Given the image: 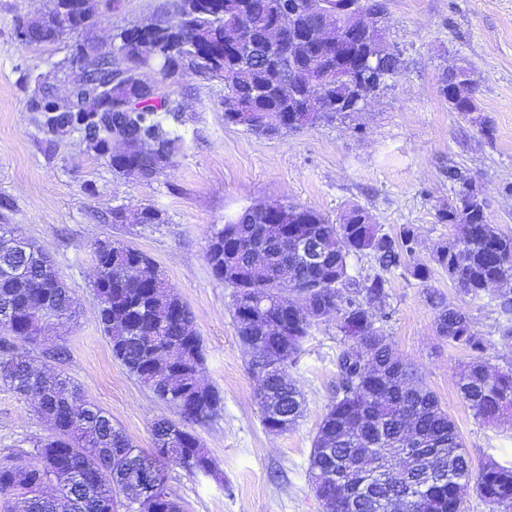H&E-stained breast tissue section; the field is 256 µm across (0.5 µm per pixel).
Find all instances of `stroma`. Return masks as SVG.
Wrapping results in <instances>:
<instances>
[{"label": "stroma", "instance_id": "1", "mask_svg": "<svg viewBox=\"0 0 512 512\" xmlns=\"http://www.w3.org/2000/svg\"><path fill=\"white\" fill-rule=\"evenodd\" d=\"M177 0H90L98 24L86 40L106 48L124 26L175 18ZM386 36L401 68L382 94L345 118L275 137H259L224 120V83L184 72L171 85L180 111L163 115L174 140L168 165L149 178L120 174L109 157L90 149L81 132L55 135L33 106L39 84L59 97L70 87L60 68L75 38L26 44L16 35L52 0H0V224L42 246L77 302L75 317L49 326L64 344L63 372L88 399L110 412L139 448L152 445L159 418L176 409L155 398L112 357L97 319L92 288L93 246L117 240L145 252L172 291L191 309L206 348L203 381L216 388L218 416L190 430L216 459L220 479L168 471L182 512H323L308 475L318 426L332 399L336 355L344 346L335 317H327L287 372L301 388L305 412L287 432L265 430L253 399L249 355L236 336L231 291L217 280L206 254L214 233L243 209L298 204L329 220L366 208L385 232L413 227L420 245L414 263L429 262L452 238L438 212L455 197L449 168L459 169L486 200L490 223L512 232V0H385ZM471 66L480 114L494 127L451 112L440 94L442 72ZM151 208L159 223L135 216ZM411 265L385 272L389 317L382 324L398 358L412 364L455 423L474 466L512 460V419L488 425L458 393L470 353L436 334L430 294L466 310L488 341L486 357L504 365L512 348L503 322L486 300L458 293L447 274L427 283ZM46 423L31 401L0 384V456L25 455Z\"/></svg>", "mask_w": 512, "mask_h": 512}]
</instances>
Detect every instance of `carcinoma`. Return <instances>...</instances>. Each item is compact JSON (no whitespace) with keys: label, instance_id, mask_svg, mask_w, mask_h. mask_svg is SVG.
<instances>
[{"label":"carcinoma","instance_id":"cac0c4a2","mask_svg":"<svg viewBox=\"0 0 512 512\" xmlns=\"http://www.w3.org/2000/svg\"><path fill=\"white\" fill-rule=\"evenodd\" d=\"M219 10L199 14L189 0H180L178 38L166 33L165 19L146 23L152 29V47L144 46L145 32L124 27L115 42L128 47L139 69L159 67L163 82L172 83L185 70L201 75L213 71L212 58L195 47L191 34L202 31L213 46L241 29L255 44L252 53H224V107L241 105L248 112L233 121L258 134L297 131L318 122H331L354 112V91L336 78V61L318 70L328 99L341 103L333 112H321L306 89L310 75L290 79L263 48L269 27L287 5L301 11L302 28L316 30L323 21L318 4L309 0H218ZM33 38L51 44L64 32L63 20L51 8L31 26ZM342 52L349 63L362 61L376 78L375 88L399 69V56L386 42L356 38ZM112 59L93 56L81 65L78 95L59 99L45 92L35 103L47 132L64 129L84 133L101 156L109 153L112 127L108 114L100 123L83 122L90 105L105 96L125 107L126 125L141 142L135 157L111 156L120 172L137 166L151 177L166 164L174 141L164 131L162 112L179 107L163 88L154 85L129 102L125 90L112 80ZM472 69L463 65L446 73L440 93L451 110L480 125L490 137L493 129L473 117L478 111L472 87ZM288 219L274 223L260 206L245 208L212 237L207 261L215 277L232 289L236 334L250 353L249 367L264 363L256 374L261 382L258 404L262 424L293 427L303 416L304 396L286 373L289 362L302 351L322 322L305 320L294 309L292 292L303 289L308 303L336 310L338 329L352 344L336 355L337 380L331 403L313 439L308 473L313 483L330 493L336 488L328 476L346 479L343 512H396V496H409V512H462L461 489L472 483L486 502L512 503V463L494 459L475 470L460 434L436 395L415 370L392 355L388 336L376 325V316L388 317L387 280L381 275L354 276L349 260L369 255L383 271L404 265L413 256L418 237L405 226L398 234L382 232L372 215L355 205L339 222L329 223L316 210L289 204ZM438 219L454 226L451 241L437 247L431 262L465 296L481 298L496 287L494 311L512 322V234L491 224L486 203L474 190L465 202L441 209ZM297 239H317L325 261L317 266L303 261L292 247ZM99 280L93 288L102 309L97 316L108 335L112 356L158 399L175 407L182 422L161 418L151 429L152 448L135 447L112 422V415L89 399L77 385L58 372L36 371L18 355L13 340L30 344L41 330L38 311L48 307L56 320L73 316V299L52 261L34 244L18 240L0 225V382L16 394L37 402L36 412L49 423V431L32 442L33 462L13 456L0 459V498L21 504L20 512H116L117 493L131 501L137 496L138 471L156 463L176 466L192 474L213 473L218 467L186 423H203L218 415L221 398L202 383L205 353L193 330L191 310L167 289L162 273L144 252L120 242L94 249ZM438 310L436 333L451 347L474 353L460 371L457 388L476 417L493 423L512 411V362L493 367L484 358L488 340L479 335L469 315L430 296ZM145 512H180L169 486L161 487Z\"/></svg>","mask_w":512,"mask_h":512}]
</instances>
